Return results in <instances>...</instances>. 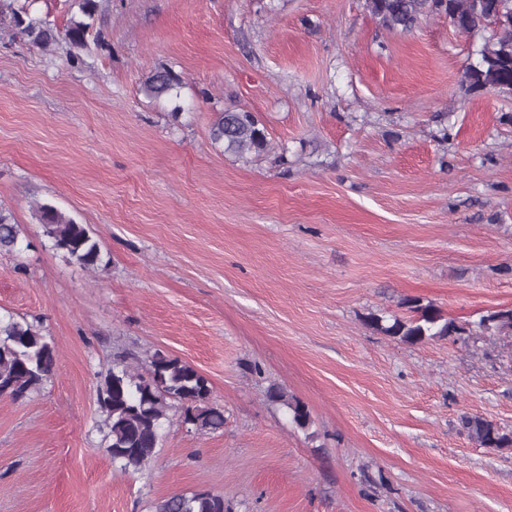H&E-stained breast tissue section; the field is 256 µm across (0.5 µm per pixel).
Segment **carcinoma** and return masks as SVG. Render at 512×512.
Instances as JSON below:
<instances>
[{
	"label": "carcinoma",
	"instance_id": "cac0c4a2",
	"mask_svg": "<svg viewBox=\"0 0 512 512\" xmlns=\"http://www.w3.org/2000/svg\"><path fill=\"white\" fill-rule=\"evenodd\" d=\"M76 8L66 26L57 27L49 16L19 11L14 0H0V28L21 35L33 47L50 50L63 42L72 66L86 64L81 52L88 48L100 0H71ZM367 7L379 23L390 29L410 31L433 14L458 20V31L471 33L489 28L491 37L479 50V60L469 64L465 82L472 91L493 88L512 94V0H368ZM182 81L168 68H156L143 77L141 92L150 100L167 97L175 102L172 115L183 109L178 104ZM211 142L227 154L246 160L267 150V129L253 112L226 109L215 113L209 126ZM34 215L42 225L50 248L61 251L79 266L104 269L100 241L86 224L50 202L35 204ZM26 241V230L12 212L0 209V251L18 253ZM402 305L409 315L389 317L370 313L364 317L369 328L402 343L414 345L426 339L462 336L473 330L489 335L512 334V309L489 311L472 323L460 324L446 317L431 302L406 297ZM147 375L120 362L106 371L96 388L102 417L99 429L106 448L122 471L138 473L162 446L164 424L170 413L180 412L200 432L224 429V408L213 402L208 380L192 365L156 350L145 361ZM56 366V346L40 323L7 312L0 314V397L14 400L37 392L48 383ZM267 399L288 407L293 423L307 429L311 417L306 406L290 399L276 385L268 388ZM462 428L482 448H512V430L480 416L464 414ZM152 512H224V496L209 491L176 493L156 500Z\"/></svg>",
	"mask_w": 512,
	"mask_h": 512
}]
</instances>
